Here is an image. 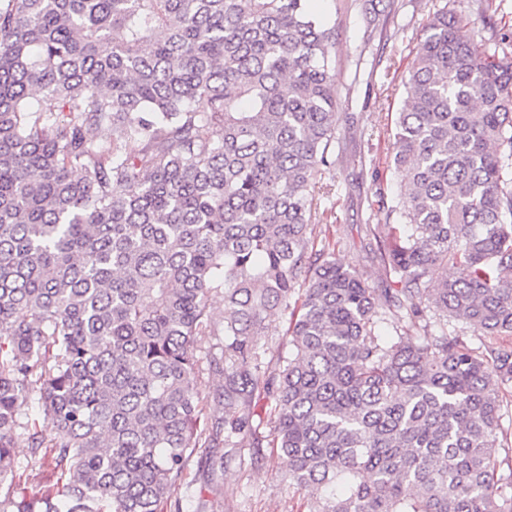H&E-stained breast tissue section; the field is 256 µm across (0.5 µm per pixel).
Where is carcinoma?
<instances>
[{"mask_svg": "<svg viewBox=\"0 0 512 512\" xmlns=\"http://www.w3.org/2000/svg\"><path fill=\"white\" fill-rule=\"evenodd\" d=\"M335 40L310 0H0V512H180L196 450L214 474L247 438L287 459L308 512H512L490 376L512 382V351L421 308L512 335V56L431 18L395 121L399 198L369 225L398 287L375 288L312 239ZM380 307L408 321L394 341ZM274 312L288 354L269 371ZM33 396L28 439L57 474L40 494L13 455ZM271 321L272 326L279 327L280 336H260L259 339L261 353L265 352V355H263L265 366L269 363V369L271 366L274 367L278 351L282 350L283 353L288 351V347H286L288 336L281 335L287 326L284 317L280 313H276L271 317Z\"/></svg>", "mask_w": 512, "mask_h": 512, "instance_id": "1", "label": "carcinoma"}]
</instances>
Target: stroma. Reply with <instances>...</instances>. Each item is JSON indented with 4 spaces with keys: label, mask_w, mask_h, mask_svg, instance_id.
<instances>
[{
    "label": "stroma",
    "mask_w": 512,
    "mask_h": 512,
    "mask_svg": "<svg viewBox=\"0 0 512 512\" xmlns=\"http://www.w3.org/2000/svg\"><path fill=\"white\" fill-rule=\"evenodd\" d=\"M466 19L477 39L512 51V0H315L319 16L336 26L332 55L338 110L346 128L333 154L336 187L317 196L316 240L336 244L343 265L362 269L371 280L392 284L368 233L385 221L386 206L400 193L401 175L392 162L396 114L405 95L403 79L424 41L425 26L441 7ZM15 459L30 491L40 492L54 478L34 457L25 430H18ZM284 459L271 457L234 465L204 480L197 461L186 470L179 494L182 512H197L198 500L208 512H307L310 494L286 477Z\"/></svg>",
    "instance_id": "stroma-1"
}]
</instances>
